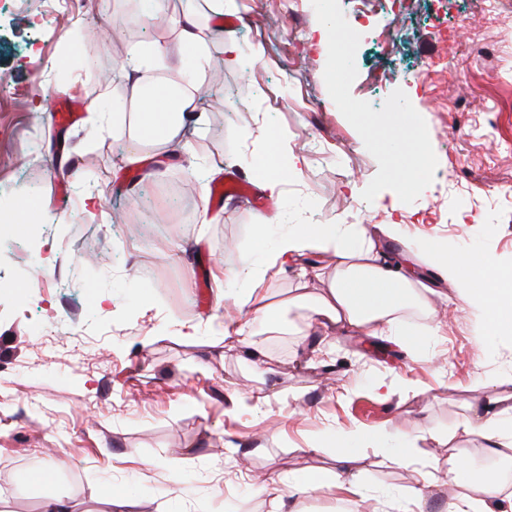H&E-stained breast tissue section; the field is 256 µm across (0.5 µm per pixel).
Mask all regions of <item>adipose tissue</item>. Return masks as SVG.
<instances>
[{"label":"adipose tissue","mask_w":512,"mask_h":512,"mask_svg":"<svg viewBox=\"0 0 512 512\" xmlns=\"http://www.w3.org/2000/svg\"><path fill=\"white\" fill-rule=\"evenodd\" d=\"M199 78L186 82L179 97H165L145 90L142 82L132 83L128 98L137 103L136 140L145 146L180 145L179 135L197 110ZM396 224H307L280 238L262 269L253 275L254 287L242 299L249 320H228L220 326L225 336L238 337L252 358H260V335L273 308L266 281L275 279L303 252L321 250L333 253L336 263L327 268L313 266L299 270L288 283V303L303 308L313 306L315 314L303 318L298 331L308 333L330 326L337 332L354 336H395L402 342L419 344L421 336H437L445 324L438 319L415 325L408 316L410 308L429 311L439 291L418 274L425 265L440 269L441 279L456 283L462 302L476 311L483 327L492 336L512 338V282L507 268L489 253L457 258L447 245L435 240L423 248L408 250L402 260H394L382 245L383 239H395ZM318 281L310 291V281ZM463 432L481 436L490 446L512 444V405L491 396L482 410L466 415ZM385 445L383 433L360 431L345 435L336 456L331 476H303L289 487L290 494L323 491L335 494L338 512H359L364 489L354 470L359 448L365 443ZM397 465L414 466L417 478L409 487L400 512H425L427 501L437 487L436 471L445 470L450 485L459 495L449 501L447 512H512V494H505L494 472L479 475L464 472L463 462L416 459L411 441L388 453Z\"/></svg>","instance_id":"ef3b65f1"}]
</instances>
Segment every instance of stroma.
<instances>
[{
  "label": "stroma",
  "mask_w": 512,
  "mask_h": 512,
  "mask_svg": "<svg viewBox=\"0 0 512 512\" xmlns=\"http://www.w3.org/2000/svg\"><path fill=\"white\" fill-rule=\"evenodd\" d=\"M138 2L94 0L86 16L72 0H0V214L15 216L0 226L12 240L0 247V512H44L26 478L45 467L84 512L128 494L142 512H284L262 485L332 468L354 431L443 463L464 454L476 472L491 457L512 465L460 427L492 392L481 376L512 372V343L477 335L453 284L434 302L447 334L417 352L332 332L323 354L318 337L269 328L257 365L213 331L302 224L396 220L390 251L437 237L512 262V0H376L366 21L352 0H235L220 19L210 0H168L166 16L192 12L205 33L193 57L204 119L183 130L188 152L160 147L132 167L130 114L89 104L126 93L157 41L159 74L190 58L168 27L139 22ZM439 64L435 86L416 81ZM64 98L81 116L59 126ZM419 136L428 165L403 196ZM267 153L283 191L258 207ZM229 176L246 189L211 208ZM258 389L276 395L270 408L254 409ZM318 441L324 453L308 455ZM230 459L242 479L223 475ZM358 469L364 512L398 506L412 480L375 448Z\"/></svg>",
  "instance_id": "obj_1"
}]
</instances>
